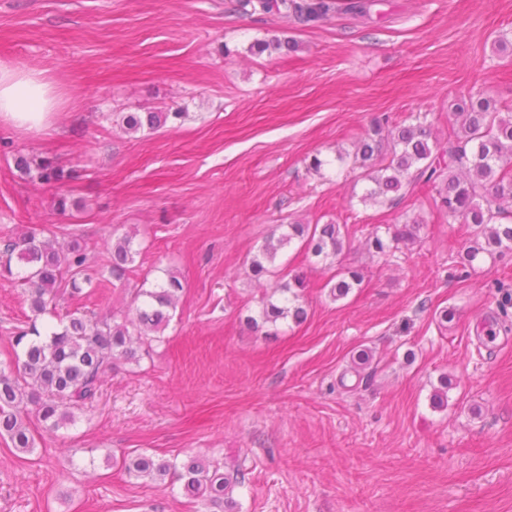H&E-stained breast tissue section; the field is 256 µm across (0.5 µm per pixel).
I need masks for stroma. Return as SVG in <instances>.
<instances>
[{
    "instance_id": "stroma-1",
    "label": "stroma",
    "mask_w": 512,
    "mask_h": 512,
    "mask_svg": "<svg viewBox=\"0 0 512 512\" xmlns=\"http://www.w3.org/2000/svg\"><path fill=\"white\" fill-rule=\"evenodd\" d=\"M368 2L369 20L300 26L239 0H0V63L43 71L59 95L48 129L0 123V238L95 254L61 315L120 319L138 289L171 272L184 284L161 341L107 372L74 423L52 432L30 411L33 451L0 438V512H220L175 479L127 473L142 452L242 473L235 512H512V254L465 262L471 228L433 210L431 185L366 204L336 158L385 115H425L442 144L457 97L512 109V0ZM274 36L296 51L250 53ZM130 112L169 118L128 133ZM21 154L72 177H24ZM413 218L415 244L369 253L376 226ZM330 220L342 263L364 270L346 297L295 244L250 279L276 225ZM125 237L137 255L118 280L104 261ZM297 274L306 320L249 328L266 289ZM29 316L24 288L0 283V366ZM488 316L507 327L491 342L476 332Z\"/></svg>"
}]
</instances>
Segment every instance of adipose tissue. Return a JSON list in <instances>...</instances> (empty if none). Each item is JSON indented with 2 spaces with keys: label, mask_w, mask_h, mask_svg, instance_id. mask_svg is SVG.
Segmentation results:
<instances>
[{
  "label": "adipose tissue",
  "mask_w": 512,
  "mask_h": 512,
  "mask_svg": "<svg viewBox=\"0 0 512 512\" xmlns=\"http://www.w3.org/2000/svg\"><path fill=\"white\" fill-rule=\"evenodd\" d=\"M58 104L42 72L0 65V122L40 130L50 125Z\"/></svg>",
  "instance_id": "ef3b65f1"
}]
</instances>
